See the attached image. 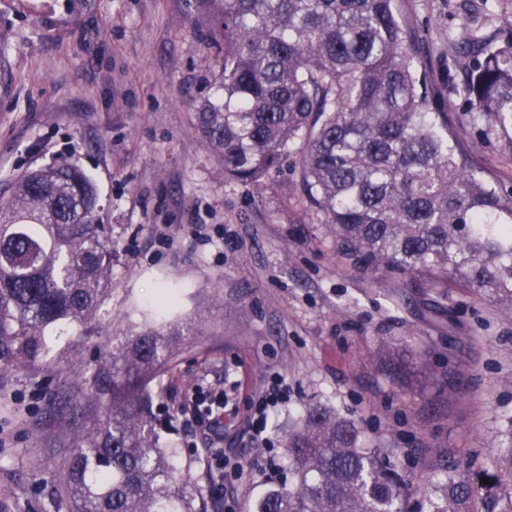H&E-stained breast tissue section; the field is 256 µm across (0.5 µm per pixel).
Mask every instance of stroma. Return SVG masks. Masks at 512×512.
Returning <instances> with one entry per match:
<instances>
[{
	"instance_id": "1",
	"label": "stroma",
	"mask_w": 512,
	"mask_h": 512,
	"mask_svg": "<svg viewBox=\"0 0 512 512\" xmlns=\"http://www.w3.org/2000/svg\"><path fill=\"white\" fill-rule=\"evenodd\" d=\"M436 83L463 82L472 34L512 27V0H399ZM210 0H0V197L25 172L79 167L112 231V289L69 358L0 373V512H70L61 480L89 378L112 339L172 334L152 384L160 442L207 489L210 434L180 410L195 389L224 394L220 447L240 464L208 512H252L288 481L290 423L322 404L384 448L422 512L448 472L464 474L512 439V314L455 286L355 265L300 189L292 150L264 192L226 181L198 129L215 97ZM473 164L512 187V138L464 123ZM267 442L245 432L273 376ZM275 470H266V462Z\"/></svg>"
}]
</instances>
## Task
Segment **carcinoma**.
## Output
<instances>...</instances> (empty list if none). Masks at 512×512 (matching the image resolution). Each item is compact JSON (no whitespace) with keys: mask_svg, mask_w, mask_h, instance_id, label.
<instances>
[{"mask_svg":"<svg viewBox=\"0 0 512 512\" xmlns=\"http://www.w3.org/2000/svg\"><path fill=\"white\" fill-rule=\"evenodd\" d=\"M221 98L198 113L224 179L259 190L302 147L303 190L336 250L366 268L456 280L512 311V191L490 185L457 137L397 0H213ZM462 86L470 122L512 129V29L475 37ZM112 234L78 168L24 173L0 200V371L48 361L54 330L90 320L112 284ZM171 342L147 329L112 340L90 380L63 489L71 512H205L159 445L151 384ZM290 480L253 512H405L409 487L357 424L322 405L288 432ZM427 512H512V440Z\"/></svg>","mask_w":512,"mask_h":512,"instance_id":"obj_1","label":"carcinoma"}]
</instances>
